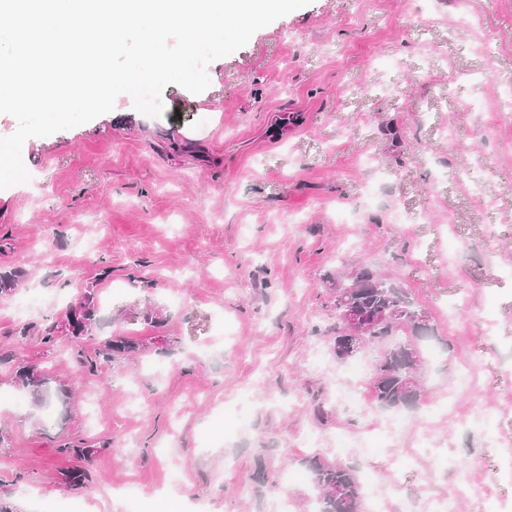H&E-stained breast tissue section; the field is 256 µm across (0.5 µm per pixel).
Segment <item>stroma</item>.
Returning a JSON list of instances; mask_svg holds the SVG:
<instances>
[{"label": "stroma", "instance_id": "stroma-1", "mask_svg": "<svg viewBox=\"0 0 512 512\" xmlns=\"http://www.w3.org/2000/svg\"><path fill=\"white\" fill-rule=\"evenodd\" d=\"M171 84L25 142L0 190V498L17 512H313L320 456L402 512H497L512 484V0H312ZM367 267L427 319L424 394L372 398L370 348L334 359L335 277ZM102 277L96 341L47 345ZM164 321H144L149 309ZM144 350L90 368L97 340ZM69 385L40 408L18 363ZM87 444L89 459L60 454ZM263 480H256V470ZM69 471L83 483H66Z\"/></svg>", "mask_w": 512, "mask_h": 512}]
</instances>
